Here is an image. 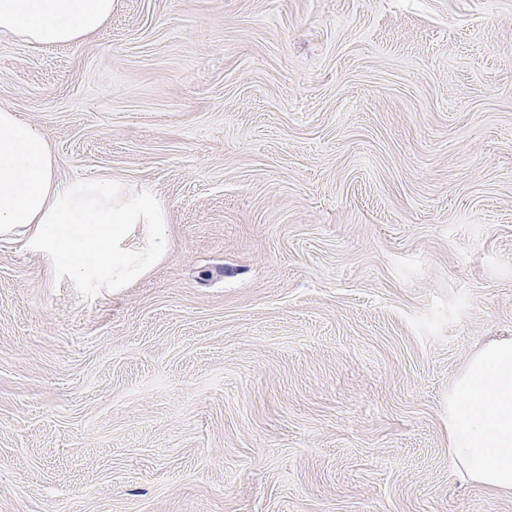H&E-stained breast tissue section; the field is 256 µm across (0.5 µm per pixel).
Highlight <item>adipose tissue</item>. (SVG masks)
Here are the masks:
<instances>
[{"mask_svg": "<svg viewBox=\"0 0 512 512\" xmlns=\"http://www.w3.org/2000/svg\"><path fill=\"white\" fill-rule=\"evenodd\" d=\"M115 0H0V35L43 48L81 43ZM21 237L72 279L119 289L169 248L167 209L147 185L65 181L43 131L0 105V237ZM448 446L463 480L512 492V339L484 346L448 394Z\"/></svg>", "mask_w": 512, "mask_h": 512, "instance_id": "adipose-tissue-1", "label": "adipose tissue"}]
</instances>
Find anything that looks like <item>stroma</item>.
I'll return each mask as SVG.
<instances>
[{"label":"stroma","mask_w":512,"mask_h":512,"mask_svg":"<svg viewBox=\"0 0 512 512\" xmlns=\"http://www.w3.org/2000/svg\"><path fill=\"white\" fill-rule=\"evenodd\" d=\"M0 104L171 241L112 293L0 240V512H512L448 449L512 338V0H117L0 37ZM115 0H0V35L43 48L81 43L112 18Z\"/></svg>","instance_id":"1"}]
</instances>
